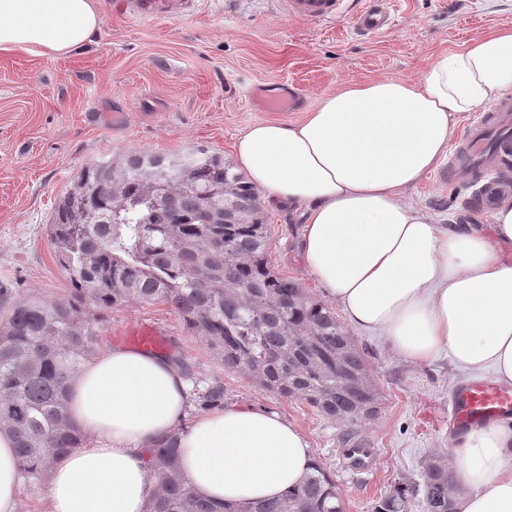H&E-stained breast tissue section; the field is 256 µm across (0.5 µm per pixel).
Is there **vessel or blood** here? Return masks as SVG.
<instances>
[{
    "mask_svg": "<svg viewBox=\"0 0 512 512\" xmlns=\"http://www.w3.org/2000/svg\"><path fill=\"white\" fill-rule=\"evenodd\" d=\"M188 0H135L138 10L146 14H162L182 9ZM291 14L315 19H329L353 14L357 28L365 34H378L390 28L392 15L387 0H288ZM253 96L265 110L286 112L297 106L295 95H269L256 88ZM478 163L498 167L512 165V98L507 97L484 111L469 126L462 145L449 157V171L463 164ZM512 191V179L502 176L487 179L480 188L477 204L493 209L499 197ZM512 418V389H503L484 381H473L458 387L449 410V424L457 433L500 419ZM347 465L356 472L370 473L377 460L372 448H348Z\"/></svg>",
    "mask_w": 512,
    "mask_h": 512,
    "instance_id": "obj_1",
    "label": "vessel or blood"
}]
</instances>
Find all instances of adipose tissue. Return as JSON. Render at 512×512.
<instances>
[{
  "instance_id": "adipose-tissue-1",
  "label": "adipose tissue",
  "mask_w": 512,
  "mask_h": 512,
  "mask_svg": "<svg viewBox=\"0 0 512 512\" xmlns=\"http://www.w3.org/2000/svg\"><path fill=\"white\" fill-rule=\"evenodd\" d=\"M103 23L100 0H0V53L67 56ZM512 92V27L439 54L420 79L350 83L298 122L253 123L238 166L270 204L306 209L304 261L349 326L401 357L512 386V196L490 231L448 228L403 194L434 170L462 113ZM189 386L169 356L114 347L73 378L68 412L84 433L54 466L48 512H145L157 484L147 450L180 435L186 484L215 506L275 499L314 463L305 434L255 406L188 417ZM448 465L457 512H512V426L494 422L455 442ZM20 470L0 429V512H17Z\"/></svg>"
}]
</instances>
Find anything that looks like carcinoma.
<instances>
[{"label": "carcinoma", "instance_id": "obj_1", "mask_svg": "<svg viewBox=\"0 0 512 512\" xmlns=\"http://www.w3.org/2000/svg\"><path fill=\"white\" fill-rule=\"evenodd\" d=\"M48 238L73 293L14 297L0 287V428L12 433L24 478L45 480L82 436L66 412L71 380L95 351L100 313L164 303L224 367L262 389L300 399L350 427L381 397L366 358L332 308L270 260L258 192L205 148L181 155L128 152L87 165L60 198ZM224 405L213 383L199 406ZM157 486L148 512H339L336 481L319 464L280 499L215 509L184 482L179 433L148 450ZM444 459L423 471L427 512H456ZM399 483L373 512H404Z\"/></svg>", "mask_w": 512, "mask_h": 512}]
</instances>
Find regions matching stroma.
<instances>
[{
    "label": "stroma",
    "instance_id": "obj_1",
    "mask_svg": "<svg viewBox=\"0 0 512 512\" xmlns=\"http://www.w3.org/2000/svg\"><path fill=\"white\" fill-rule=\"evenodd\" d=\"M102 7L103 25L87 51L60 58L0 53V286L21 297L70 295L47 226L88 164L129 151L196 147L231 161L234 143L253 123L298 120L347 82L420 77L438 54L512 25V0H391L394 27L372 37L360 36L350 17L291 15L283 0H191L187 11L152 16L133 14L128 0H102ZM258 86L297 92L300 103L290 112L266 111L250 95ZM474 184V176L450 174L443 161L406 197L436 223L486 231L488 212L471 206ZM264 214L276 270L325 300L301 254L303 211L268 204ZM144 327L162 338L161 353L182 357L198 390L220 381L225 404L258 406L298 426L335 480L345 512H372L396 483L419 485L425 465L450 450L448 401L466 377L447 357L417 364L382 337L354 332L382 405L353 430L225 368L163 304L105 312L95 348L126 346L127 334ZM357 442L377 451L372 473H355L343 461V449Z\"/></svg>",
    "mask_w": 512,
    "mask_h": 512
}]
</instances>
